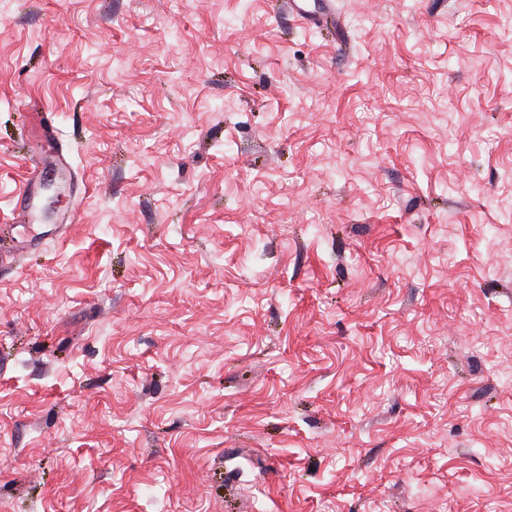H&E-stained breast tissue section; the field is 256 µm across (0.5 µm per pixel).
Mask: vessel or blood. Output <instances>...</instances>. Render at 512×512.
Masks as SVG:
<instances>
[{
  "label": "vessel or blood",
  "mask_w": 512,
  "mask_h": 512,
  "mask_svg": "<svg viewBox=\"0 0 512 512\" xmlns=\"http://www.w3.org/2000/svg\"><path fill=\"white\" fill-rule=\"evenodd\" d=\"M286 5L290 13L307 25L325 23L330 19V0H286ZM28 118V132L41 153L43 171L27 179L26 188L15 205V221L19 224H29L37 218L35 199L43 173L61 176L70 167L66 155L57 144L53 127L46 115L32 112L29 113Z\"/></svg>",
  "instance_id": "b4317fda"
}]
</instances>
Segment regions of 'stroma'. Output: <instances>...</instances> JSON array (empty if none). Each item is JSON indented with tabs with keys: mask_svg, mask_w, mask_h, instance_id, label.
Wrapping results in <instances>:
<instances>
[{
	"mask_svg": "<svg viewBox=\"0 0 512 512\" xmlns=\"http://www.w3.org/2000/svg\"><path fill=\"white\" fill-rule=\"evenodd\" d=\"M335 2L0 0V512H512V0ZM309 2H313L314 9L310 8ZM288 7V11L296 16L302 23L307 25L322 24L331 25L336 23V17L329 16L331 12L330 0H286L279 2ZM28 118V132L31 140L41 153L43 168L39 173L33 172V176L25 181L27 188L18 199L14 209L16 224H31L37 219L35 199L38 194V185L44 174L51 172L56 176H61L66 174L70 167L67 156L63 153L61 147H58L53 135V127L46 114L44 115L43 112H28Z\"/></svg>",
	"mask_w": 512,
	"mask_h": 512,
	"instance_id": "stroma-1",
	"label": "stroma"
}]
</instances>
